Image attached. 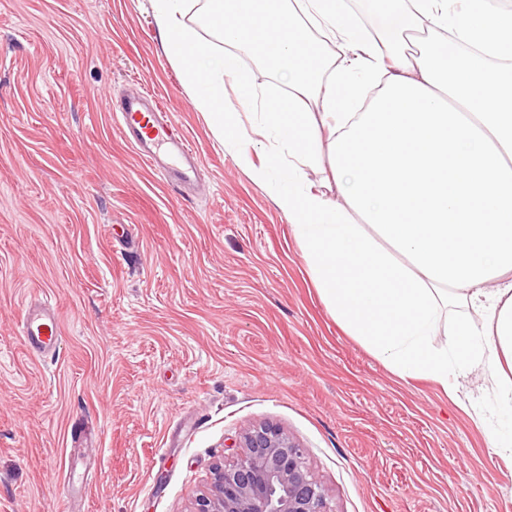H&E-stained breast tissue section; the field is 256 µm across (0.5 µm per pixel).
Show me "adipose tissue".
Wrapping results in <instances>:
<instances>
[{
	"instance_id": "1",
	"label": "adipose tissue",
	"mask_w": 512,
	"mask_h": 512,
	"mask_svg": "<svg viewBox=\"0 0 512 512\" xmlns=\"http://www.w3.org/2000/svg\"><path fill=\"white\" fill-rule=\"evenodd\" d=\"M162 47L212 136L253 177L278 175L287 217L336 321L401 378L483 367L512 414V10L488 0H384L365 26L347 0H150ZM200 7L225 49L185 17ZM426 33L418 49L409 41ZM336 47L335 58L324 53ZM270 66L287 99L262 107L252 162L236 112L252 85L240 62ZM317 112H305L302 100ZM330 139L333 203L297 165ZM457 318L437 347L442 310Z\"/></svg>"
}]
</instances>
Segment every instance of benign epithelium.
Masks as SVG:
<instances>
[{"label":"benign epithelium","instance_id":"obj_1","mask_svg":"<svg viewBox=\"0 0 512 512\" xmlns=\"http://www.w3.org/2000/svg\"><path fill=\"white\" fill-rule=\"evenodd\" d=\"M236 459L214 469L194 512H333L298 441L273 423L251 425Z\"/></svg>","mask_w":512,"mask_h":512}]
</instances>
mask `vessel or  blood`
I'll list each match as a JSON object with an SVG mask.
<instances>
[{"instance_id": "obj_1", "label": "vessel or blood", "mask_w": 512, "mask_h": 512, "mask_svg": "<svg viewBox=\"0 0 512 512\" xmlns=\"http://www.w3.org/2000/svg\"><path fill=\"white\" fill-rule=\"evenodd\" d=\"M112 110L122 136L166 183L182 186L195 181L199 159L179 126L138 97L121 100L113 104ZM21 336L33 355L46 357L57 353L61 336L54 310L39 301L28 303Z\"/></svg>"}]
</instances>
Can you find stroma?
<instances>
[{"label": "stroma", "instance_id": "1", "mask_svg": "<svg viewBox=\"0 0 512 512\" xmlns=\"http://www.w3.org/2000/svg\"><path fill=\"white\" fill-rule=\"evenodd\" d=\"M251 154L287 84L252 59ZM148 94L200 162L185 193L121 136ZM51 294L58 356L21 346ZM299 441L333 512H512L489 372L447 391L393 374L315 288L268 185L216 141L149 0H0V512H191L243 428Z\"/></svg>", "mask_w": 512, "mask_h": 512}]
</instances>
